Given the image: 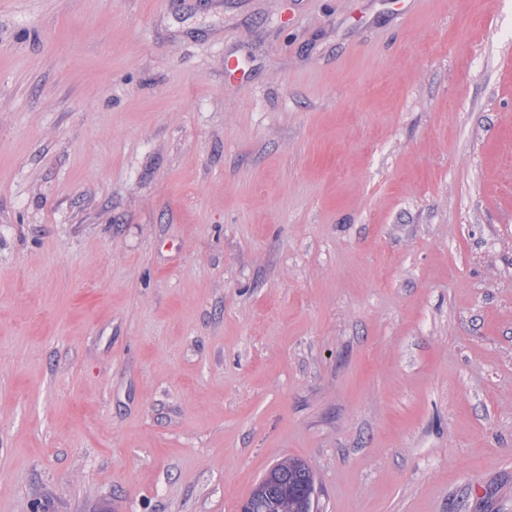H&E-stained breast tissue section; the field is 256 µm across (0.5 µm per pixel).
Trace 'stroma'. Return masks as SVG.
Returning a JSON list of instances; mask_svg holds the SVG:
<instances>
[{
    "mask_svg": "<svg viewBox=\"0 0 512 512\" xmlns=\"http://www.w3.org/2000/svg\"><path fill=\"white\" fill-rule=\"evenodd\" d=\"M512 512V0H0V512ZM280 470L288 472V483L284 482V489L288 493L289 484V488H291L294 495V500H289L288 512H304L302 510L303 492L309 487L310 481L314 480L312 470L305 462L299 459L288 460V462L278 464L274 472Z\"/></svg>",
    "mask_w": 512,
    "mask_h": 512,
    "instance_id": "obj_1",
    "label": "stroma"
}]
</instances>
